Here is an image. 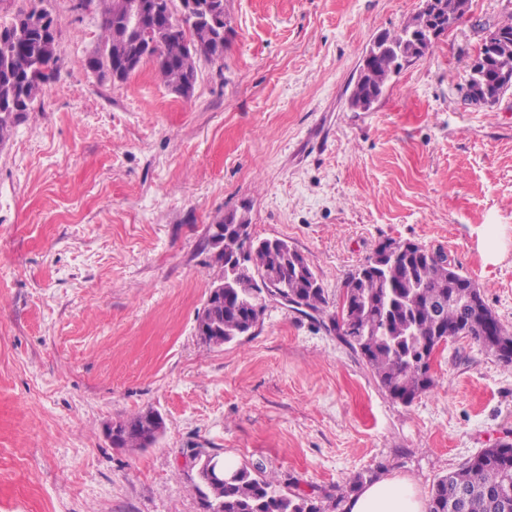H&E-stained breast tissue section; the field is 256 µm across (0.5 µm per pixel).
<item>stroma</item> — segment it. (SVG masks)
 Returning <instances> with one entry per match:
<instances>
[{"instance_id":"obj_1","label":"stroma","mask_w":512,"mask_h":512,"mask_svg":"<svg viewBox=\"0 0 512 512\" xmlns=\"http://www.w3.org/2000/svg\"><path fill=\"white\" fill-rule=\"evenodd\" d=\"M37 4L61 64L0 145V512H203L191 448L322 500L373 471L427 501L512 443V364L471 337L406 405L328 318L271 301L223 347L196 332L208 227L232 212L304 255L330 307L379 243L412 242L445 250L512 330V90L491 107L462 93L512 0H470L365 112L348 104L361 60L420 0H228L224 61L200 62L187 98L149 63L120 83L87 73L101 16L73 0H0V24ZM149 409L154 446L108 443L106 423Z\"/></svg>"}]
</instances>
